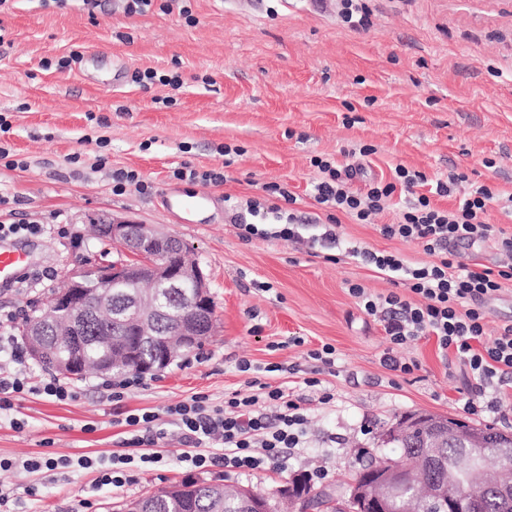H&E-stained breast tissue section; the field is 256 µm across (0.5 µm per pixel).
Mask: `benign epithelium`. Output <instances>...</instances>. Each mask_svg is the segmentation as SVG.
Returning a JSON list of instances; mask_svg holds the SVG:
<instances>
[{
    "mask_svg": "<svg viewBox=\"0 0 512 512\" xmlns=\"http://www.w3.org/2000/svg\"><path fill=\"white\" fill-rule=\"evenodd\" d=\"M101 233L112 242L135 256L132 261L80 260L66 274L63 287L55 290L46 307L29 320L24 332L30 355L37 361L44 354L41 336L46 325L62 314L69 320L55 324L56 335L72 337L75 324L87 314L86 302L97 299L94 314L110 318L121 325L117 335L120 344L112 351V358L100 364L107 374L127 359L138 362L144 372H156L173 363L183 352H190L212 335L214 313L207 279L201 267L186 255L183 245L170 234L163 233L152 224H138L129 220L97 221ZM123 286L125 310L116 314L110 290ZM173 299L177 313L161 319L153 312L160 293ZM155 346L153 356L142 357V346ZM421 430L425 451L429 454L442 448H466L468 453L460 464L448 471V482L434 488L433 493L453 498L459 475L464 474L475 488L483 483V468L478 460L485 456L484 449L492 446L491 439L481 431L461 424L433 418L424 423L403 420L390 430L394 435L412 434ZM496 487L493 495L499 499L512 498V448L502 449ZM418 473L391 464L375 467V479L369 484L354 483L351 498L373 512H386L392 497L407 486L414 485Z\"/></svg>",
    "mask_w": 512,
    "mask_h": 512,
    "instance_id": "7a95c632",
    "label": "benign epithelium"
}]
</instances>
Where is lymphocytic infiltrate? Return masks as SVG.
I'll return each instance as SVG.
<instances>
[{"mask_svg":"<svg viewBox=\"0 0 512 512\" xmlns=\"http://www.w3.org/2000/svg\"><path fill=\"white\" fill-rule=\"evenodd\" d=\"M314 165L322 175L314 187L315 201L361 223L380 211L383 201L396 190L409 193L424 181L420 173L399 165L393 181L373 182L362 194L348 185L351 167L323 159L315 160ZM266 190L277 202L267 207L248 202L253 221L243 224L244 238L259 234L301 239L294 214L286 210L294 196L275 183L268 184ZM494 198L490 188L480 186L456 208L444 210L422 194L400 213L397 223L382 226L384 236L422 247L430 257L424 264L414 266L398 255L355 246L347 253L373 264L395 286L385 295L370 293L358 284L349 288L367 314H382L389 344L401 347L425 336L435 337L439 350L463 364L473 380L501 391L512 388V324L503 325L496 336H487L481 306L483 300L499 294L505 283H512V234L495 232L483 219ZM268 218L274 219V227L258 229L257 220ZM493 235L508 263L492 269L455 262L452 244ZM17 317V312L0 310V354L7 358L0 365V413L14 410L16 401L27 395H46L59 401L75 397L74 387L57 377L35 379L21 371L26 350L13 335ZM251 368L250 361H241V371L249 375L247 389L225 395L223 405H212L208 396L196 394L159 412L126 413L119 421L125 429L124 451L100 459L99 484L124 488L131 482L133 470L158 463L151 449L172 432L184 447L183 462L195 470H254L285 464L289 451L302 443L308 414L287 385L262 381L251 375Z\"/></svg>","mask_w":512,"mask_h":512,"instance_id":"1","label":"lymphocytic infiltrate"}]
</instances>
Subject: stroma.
<instances>
[{"label":"stroma","mask_w":512,"mask_h":512,"mask_svg":"<svg viewBox=\"0 0 512 512\" xmlns=\"http://www.w3.org/2000/svg\"><path fill=\"white\" fill-rule=\"evenodd\" d=\"M371 25L355 31L341 18V0H174L171 10L130 15L124 0H102L88 15L80 0L66 7L15 0L0 25V114L5 139L25 162L0 167V222L50 225V233L23 242L33 264L64 274L85 257L123 258L119 245L97 238L91 218L157 225L180 238L207 276L215 328L201 350L143 377L122 401L107 399L102 376L73 380L75 398L63 402L28 395L14 414L0 415V458L44 454L76 459L117 451L119 413L157 410L195 394L219 404L242 388L241 360L262 367V381L284 383L305 400L309 427L286 467L248 473L220 468L201 473L210 483L237 484L270 496L298 473L326 470L314 490L345 492L355 473L391 456L381 435L400 418L423 413L512 432V413L488 407L490 387L466 378L434 341L393 349L379 318L349 293L359 284L376 294L393 291L389 279L333 245L259 236L242 239V204L267 201L266 184L297 198L306 224L327 223L310 195L320 177L313 158L352 165L353 189L392 179L396 166L428 182L465 174L457 191L484 185L496 194L488 223L512 232V0H364ZM188 6L194 17L180 13ZM105 51L125 62L119 89L78 69L59 72L41 62L71 51ZM179 71L185 85L173 105L156 104L160 87L133 83L135 71ZM108 140L98 147L96 137ZM232 154H220L221 146ZM372 154L359 155L362 146ZM83 153L85 163L70 164ZM103 167H96V160ZM223 171L222 185L178 180L174 169ZM136 170L152 188L116 195L110 169ZM208 196L196 212L168 210L164 197ZM409 201L394 193L370 223L337 213L344 245L400 254L419 265L421 247L381 234ZM301 345H292V338ZM336 349L332 368L309 350ZM416 362L404 375L385 357ZM319 371L336 393L319 404L303 380ZM468 389L483 414L466 412ZM25 419L23 430L12 417ZM177 437L157 448L161 463L138 471L124 491L95 484V468L0 470L13 489L16 512H122L124 503L191 477L179 460ZM36 495H28V488Z\"/></svg>","instance_id":"1"}]
</instances>
